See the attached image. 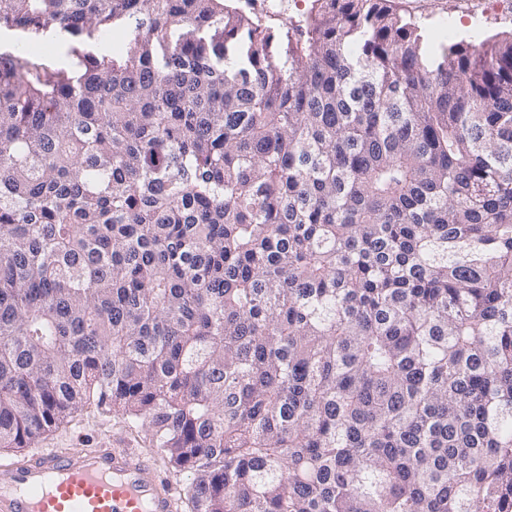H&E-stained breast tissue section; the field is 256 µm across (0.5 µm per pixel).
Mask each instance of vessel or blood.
<instances>
[{
	"label": "vessel or blood",
	"mask_w": 512,
	"mask_h": 512,
	"mask_svg": "<svg viewBox=\"0 0 512 512\" xmlns=\"http://www.w3.org/2000/svg\"><path fill=\"white\" fill-rule=\"evenodd\" d=\"M181 497L144 456L118 444L0 459V512H179Z\"/></svg>",
	"instance_id": "obj_1"
}]
</instances>
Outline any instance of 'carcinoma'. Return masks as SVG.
<instances>
[{
  "label": "carcinoma",
  "instance_id": "carcinoma-1",
  "mask_svg": "<svg viewBox=\"0 0 512 512\" xmlns=\"http://www.w3.org/2000/svg\"><path fill=\"white\" fill-rule=\"evenodd\" d=\"M116 26L72 71L0 57V452L107 407L192 512H512V35L0 0ZM127 36L121 30H110L102 35L99 42L92 48L106 55H120L127 46Z\"/></svg>",
  "mask_w": 512,
  "mask_h": 512
}]
</instances>
